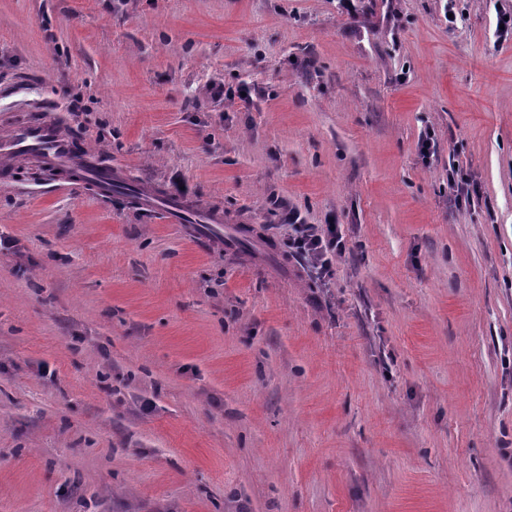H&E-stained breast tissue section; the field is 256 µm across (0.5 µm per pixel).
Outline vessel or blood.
Listing matches in <instances>:
<instances>
[{
	"label": "vessel or blood",
	"instance_id": "vessel-or-blood-1",
	"mask_svg": "<svg viewBox=\"0 0 512 512\" xmlns=\"http://www.w3.org/2000/svg\"><path fill=\"white\" fill-rule=\"evenodd\" d=\"M29 160L38 161L49 175L64 173L100 194L124 184L117 172L76 150L72 138L62 134L46 113L14 121L0 133V173L10 174L16 164ZM141 199L147 207L161 211L171 224H195L204 230L223 221L220 213L192 208L165 194L145 191Z\"/></svg>",
	"mask_w": 512,
	"mask_h": 512
}]
</instances>
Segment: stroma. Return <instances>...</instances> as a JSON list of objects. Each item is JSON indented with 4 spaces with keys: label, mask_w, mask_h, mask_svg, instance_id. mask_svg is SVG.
Here are the masks:
<instances>
[{
    "label": "stroma",
    "mask_w": 512,
    "mask_h": 512,
    "mask_svg": "<svg viewBox=\"0 0 512 512\" xmlns=\"http://www.w3.org/2000/svg\"><path fill=\"white\" fill-rule=\"evenodd\" d=\"M508 14L0 0V131L224 218L0 181V512H512ZM287 206L341 224L326 284ZM136 189L143 203L149 208L161 211L169 224H198L201 234L208 232L207 227L210 224H223V217L218 212L194 209L172 196L145 191L144 186Z\"/></svg>",
    "instance_id": "35a3bbf8"
}]
</instances>
